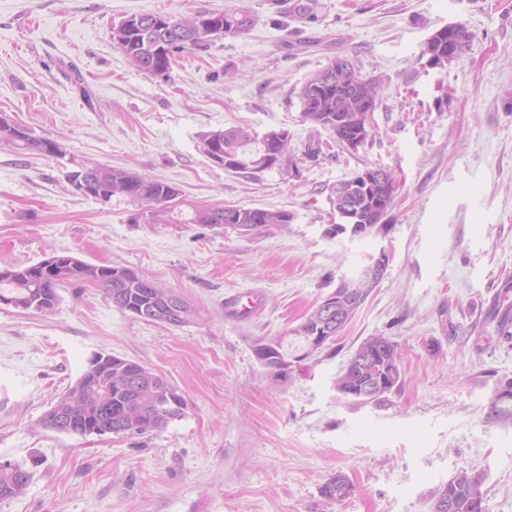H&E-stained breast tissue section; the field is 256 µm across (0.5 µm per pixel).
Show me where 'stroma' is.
I'll list each match as a JSON object with an SVG mask.
<instances>
[{
    "label": "stroma",
    "instance_id": "1",
    "mask_svg": "<svg viewBox=\"0 0 512 512\" xmlns=\"http://www.w3.org/2000/svg\"><path fill=\"white\" fill-rule=\"evenodd\" d=\"M242 8L240 37L178 56L169 79L139 71L111 28L127 16ZM312 18L272 0H0V116L68 155L177 186L180 205L279 209L257 234L154 224L134 207L74 194L60 160L0 144V266L73 254L175 289L198 312L173 327L62 284L48 314L0 305V461L24 494L0 512H434L458 473L484 478L486 512H512V0H311ZM472 38L429 68L432 33ZM380 82L358 150L308 159L327 131L299 92L329 57ZM244 127L287 130L295 168L235 174L202 140ZM394 173L383 235L326 232L331 188L367 166ZM388 269L341 336L279 377L259 340L288 338L364 254ZM259 298L237 312L232 302ZM401 346L402 386L381 403L334 382L365 338ZM96 353L163 375L181 418L143 436L59 434L45 413ZM353 485L322 497L336 474ZM353 491V486L349 479L342 474H336L325 482L320 493L327 500L342 501L348 498Z\"/></svg>",
    "mask_w": 512,
    "mask_h": 512
}]
</instances>
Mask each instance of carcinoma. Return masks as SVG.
Segmentation results:
<instances>
[{"mask_svg":"<svg viewBox=\"0 0 512 512\" xmlns=\"http://www.w3.org/2000/svg\"><path fill=\"white\" fill-rule=\"evenodd\" d=\"M223 35L237 37L247 34L253 26L251 15L238 8L222 10ZM216 39L206 25L193 26L192 18H172L162 14H133L124 26V36L117 47L135 64L151 76L169 80L174 57L192 49H203ZM421 57L433 59L437 68L448 65L447 53L441 48L439 34H432L421 51ZM299 98L303 120L329 132L339 145L358 128L372 124L378 107L377 86L362 76L360 69L346 55L336 54L327 64L310 75L302 85ZM0 144L15 149L52 156L54 140L38 138L30 131L0 130ZM277 142L267 135L257 136L244 128L213 131L205 136L202 150L210 161L235 173H261L272 169ZM69 170L64 172L66 183L76 194L98 200L108 196L118 203L138 208L143 215L160 218L166 224H199L216 228L234 229L247 226L259 231L269 225H286L291 215L282 210L259 208L192 206L185 217L172 216L170 206L179 190L165 182L151 179L124 168L96 164L86 170L88 162L69 158ZM382 183L366 186L360 175L336 183L332 187L333 207L352 209L354 230L373 236L386 229L376 223V208L393 202L395 179L385 169ZM57 264L49 267L42 262L30 265L0 267V304L23 311L47 314L59 303L58 288L68 282L84 283L101 289L119 309L145 318V321L182 327L192 323L197 311L182 300V307L172 311L166 297L174 292L159 282L143 276L137 270L120 265L88 263L75 255L55 254ZM362 262L350 276L339 280L342 307L352 308L356 314L369 296V291L356 287L355 277L363 270ZM309 313L294 330L299 344H289L285 352L303 350L309 334L316 332L318 322ZM378 336L368 337L356 350L336 378V390L353 398L360 397L362 389L384 383L383 395L401 385V353L399 344L384 337L386 345H374ZM184 399L164 376L132 360L99 353L85 366L75 383L70 386L43 417V425L57 430L58 419L67 417L73 422V434L87 437L101 431L105 424L120 431L121 420L140 423L145 435L165 429L182 416ZM30 479L29 473L10 461L0 462V500L20 495ZM353 491L349 479L338 474L325 482L320 493L331 501H343ZM483 479L479 475L460 473L448 480L440 491L436 512H486Z\"/></svg>","mask_w":512,"mask_h":512,"instance_id":"cac0c4a2","label":"carcinoma"}]
</instances>
